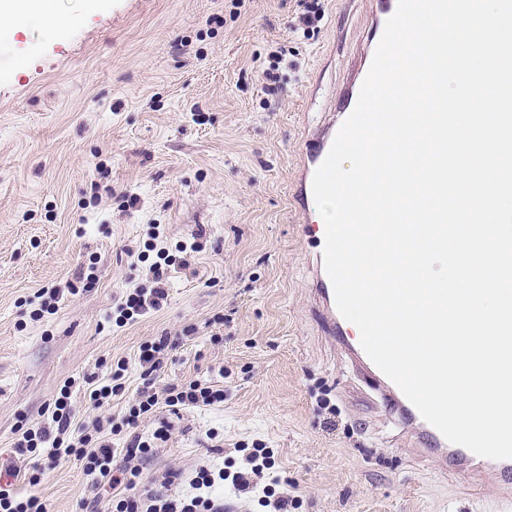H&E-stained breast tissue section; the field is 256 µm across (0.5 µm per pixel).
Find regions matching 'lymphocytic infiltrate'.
Wrapping results in <instances>:
<instances>
[{
  "label": "lymphocytic infiltrate",
  "mask_w": 512,
  "mask_h": 512,
  "mask_svg": "<svg viewBox=\"0 0 512 512\" xmlns=\"http://www.w3.org/2000/svg\"><path fill=\"white\" fill-rule=\"evenodd\" d=\"M146 250L155 254L149 266L150 287H134L117 303L113 319L117 326L160 309L167 298L168 272L173 264L188 265L197 245L180 246V259H173L166 249L160 248L159 225H151ZM73 381H66L53 402L43 426L22 432L14 447L20 456L35 457L55 466L64 458L73 457L82 461L84 470L91 476L94 485H109L113 490V512H224L223 500L210 494L211 488L222 481H230L234 490L246 494L252 492L264 470L272 466L269 451L254 449L246 463L238 471L227 473L221 470L200 468L193 480L194 494L172 496L141 483V472L136 468L121 471L112 466V439L121 435L125 428L137 424L140 418L152 414L158 407H168L172 414L186 408L217 406L224 402V388L209 380H191L169 383L155 387L145 382L143 388L122 420L109 417L96 419L92 425L79 423L72 400Z\"/></svg>",
  "instance_id": "1"
}]
</instances>
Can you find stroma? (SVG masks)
<instances>
[{"instance_id":"1","label":"stroma","mask_w":512,"mask_h":512,"mask_svg":"<svg viewBox=\"0 0 512 512\" xmlns=\"http://www.w3.org/2000/svg\"><path fill=\"white\" fill-rule=\"evenodd\" d=\"M319 4L305 36L290 29L298 0H51L40 19L0 25V464L47 512H111L112 490L72 458L30 485L19 429L44 422L66 380H102L120 357L126 391L109 410L127 407L138 348L160 336L178 345L157 384L219 379L224 402L181 410L138 461L144 483L182 495L200 467L236 471L261 446L274 468L253 493L225 488L224 512H268L271 492L297 512H512L493 487L416 455L376 380L324 333L291 204L363 6ZM280 47L271 87L262 71ZM152 224L169 252L201 250L172 268L160 310L116 326L123 291L150 284L137 255ZM51 287L62 300L34 319Z\"/></svg>"}]
</instances>
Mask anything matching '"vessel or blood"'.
Returning <instances> with one entry per match:
<instances>
[{"instance_id":"b4317fda","label":"vessel or blood","mask_w":512,"mask_h":512,"mask_svg":"<svg viewBox=\"0 0 512 512\" xmlns=\"http://www.w3.org/2000/svg\"><path fill=\"white\" fill-rule=\"evenodd\" d=\"M397 5L398 0H369L368 18L360 48L353 61L351 74L337 96L335 112L318 126L307 141L303 165L306 178H313L316 169L327 157L340 126L354 110L385 24L395 13ZM312 283L314 295L327 318L329 334H345L346 321L336 307L334 288L327 275L321 251L315 255ZM387 395L396 407L397 419L403 426L414 429L418 443L428 459L438 460L446 472H462L481 479L493 478L500 499L506 502L512 500V459L496 461L482 458L463 446L449 442L424 420L396 384H388Z\"/></svg>"}]
</instances>
